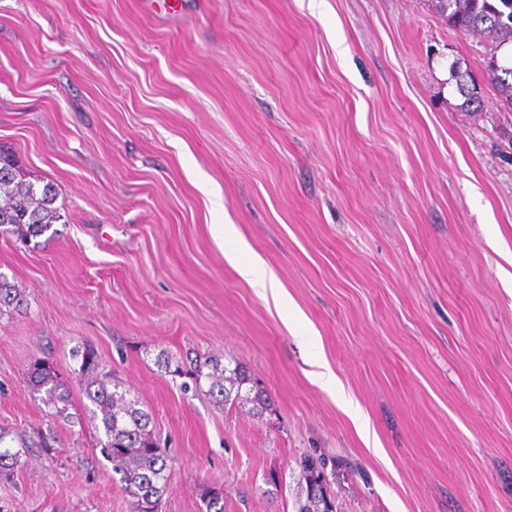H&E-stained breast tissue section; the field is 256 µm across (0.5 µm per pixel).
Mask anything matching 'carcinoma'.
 Wrapping results in <instances>:
<instances>
[{
	"label": "carcinoma",
	"mask_w": 512,
	"mask_h": 512,
	"mask_svg": "<svg viewBox=\"0 0 512 512\" xmlns=\"http://www.w3.org/2000/svg\"><path fill=\"white\" fill-rule=\"evenodd\" d=\"M432 2L449 27L484 38V79L497 90L501 101L512 108V60L499 55L502 49L512 46V0ZM450 73L463 98L460 108L466 112L478 111L482 84L468 71L461 70L457 62L451 65ZM57 199L53 184L39 186L28 180L13 154L0 149L1 235L13 236L25 244L44 235L62 219ZM24 303L23 292L0 273V316L19 311ZM74 357L80 359L74 373L90 402L85 413L94 430L95 447L112 462V470L120 475L121 488L132 498L136 512H149L150 507L158 506L168 480L167 455L150 428L151 417L137 398L102 371L94 348L77 349ZM173 373L192 377L197 389L201 388V380H206L207 394L219 405L250 403L260 413L269 406L262 390L242 391L243 385L250 382L242 366L229 368L219 357L191 359L189 365L181 364ZM28 383L53 416L71 419L69 388L46 361H34ZM8 437L9 432L0 430V477L14 472L27 447L22 439L18 440V447L10 446ZM326 468L324 458H309L302 463L306 498L299 502L298 512H326L331 506L328 484L321 483Z\"/></svg>",
	"instance_id": "carcinoma-1"
}]
</instances>
